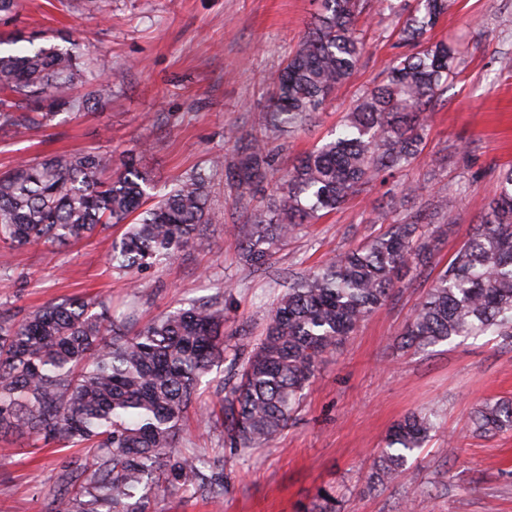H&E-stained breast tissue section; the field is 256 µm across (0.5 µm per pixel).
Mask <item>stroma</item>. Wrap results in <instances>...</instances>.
Wrapping results in <instances>:
<instances>
[{
  "mask_svg": "<svg viewBox=\"0 0 512 512\" xmlns=\"http://www.w3.org/2000/svg\"><path fill=\"white\" fill-rule=\"evenodd\" d=\"M64 2L55 9L47 0H23L15 20L0 25V50H10L17 30L33 35L37 47L57 32L75 33L89 49L90 69L116 76L112 96L88 112L60 111L50 126L25 137L0 138V171L78 149L108 146L119 155L146 141L152 148L141 163L161 191L210 156H231L228 127L243 136L254 132L258 107L318 8V0H97L90 15L81 0ZM364 17L358 72L307 125L280 137L281 166L326 138L404 53L395 18L378 0H369ZM428 37L456 44L461 72L433 114L421 153L396 178L301 225L267 270L239 260L234 242L250 212L220 172L210 175V224L172 263L135 275L110 268L117 226L62 250L0 249L1 316L19 320L64 298L106 299L132 335L166 310L225 286V345L233 350L255 343L293 278L383 233L380 212L434 230L431 264L397 284L386 304L323 359L271 447L238 452L225 446L222 428L200 422V411L217 399L215 381L227 374L213 369L185 414L180 445L223 450L226 493L211 500L160 490L155 512H302L328 485L341 496L340 512H403L409 502L414 512H512V429L487 436L464 431L472 407L512 399V342L469 336L424 351L397 347L412 310L493 198L499 168L512 165V0H456ZM408 183L418 186L415 197H404ZM441 196L448 206L440 210ZM418 410L436 412L440 427L412 457L413 479L365 493L376 449L395 422ZM89 462L83 447L0 434V512H48L68 477L88 475Z\"/></svg>",
  "mask_w": 512,
  "mask_h": 512,
  "instance_id": "stroma-1",
  "label": "stroma"
}]
</instances>
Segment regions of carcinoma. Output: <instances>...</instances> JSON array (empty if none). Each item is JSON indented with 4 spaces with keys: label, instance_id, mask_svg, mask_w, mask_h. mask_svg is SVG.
Masks as SVG:
<instances>
[{
    "label": "carcinoma",
    "instance_id": "obj_1",
    "mask_svg": "<svg viewBox=\"0 0 512 512\" xmlns=\"http://www.w3.org/2000/svg\"><path fill=\"white\" fill-rule=\"evenodd\" d=\"M361 0H320V12L288 55L259 130L231 158H209L237 200L264 190L277 171L276 133L324 109L358 71L364 51ZM454 0H417L400 22L414 52L394 62L343 117L336 137L298 154L283 181L250 215L237 242L240 259L261 270L302 224L340 208L367 186L403 172L417 155L448 81L459 74V52L425 35ZM0 55V132L18 137L55 116L40 103L53 89L81 78L86 53L67 36L48 47L19 45ZM101 78L86 93L58 99L81 110L112 97ZM117 160L94 148L22 161L0 173V247L40 243L64 247L103 224H124L108 261L137 273L177 259L209 222L208 175L192 171L160 196L136 155ZM435 245L420 224H390L365 245L334 256L293 279L269 311L262 336L234 356L235 382L219 412L203 416L224 426L236 450L271 444L288 426L319 362L387 302L399 276L430 263ZM512 338V167L499 170L496 192L468 240L437 275L411 313L401 347L426 348L458 336ZM224 355V298L218 294L156 318L133 336L102 301L64 299L20 322L0 316V429L93 449L94 472L53 499L50 512H153V491L210 499L224 496V459L178 447L183 414L201 378ZM431 412L415 411L392 425L366 478L380 491L406 473L408 459L436 431ZM512 426V401L472 410L477 436ZM311 512H336L332 489L317 492Z\"/></svg>",
    "mask_w": 512,
    "mask_h": 512
}]
</instances>
